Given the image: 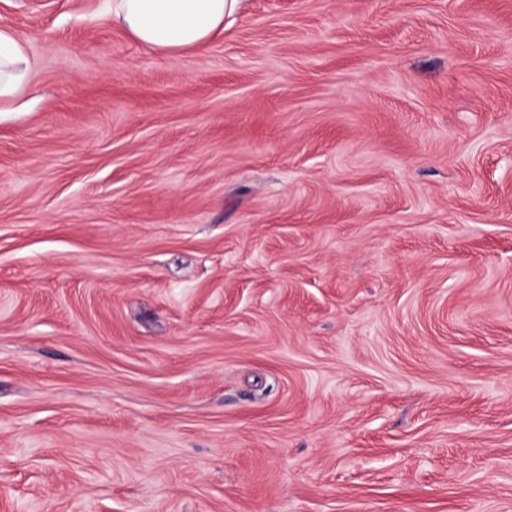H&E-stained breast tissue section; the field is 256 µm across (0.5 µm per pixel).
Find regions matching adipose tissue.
Wrapping results in <instances>:
<instances>
[{"instance_id":"ef3b65f1","label":"adipose tissue","mask_w":512,"mask_h":512,"mask_svg":"<svg viewBox=\"0 0 512 512\" xmlns=\"http://www.w3.org/2000/svg\"><path fill=\"white\" fill-rule=\"evenodd\" d=\"M242 0H112V18L137 43L165 55L206 44ZM34 71L24 43L0 29V112L12 106Z\"/></svg>"}]
</instances>
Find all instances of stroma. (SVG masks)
<instances>
[{
    "label": "stroma",
    "mask_w": 512,
    "mask_h": 512,
    "mask_svg": "<svg viewBox=\"0 0 512 512\" xmlns=\"http://www.w3.org/2000/svg\"><path fill=\"white\" fill-rule=\"evenodd\" d=\"M0 28V512H512V0ZM242 0H113L112 20L137 43L164 55L206 44ZM34 71L24 43L11 31L0 29V112L15 103Z\"/></svg>",
    "instance_id": "1"
}]
</instances>
